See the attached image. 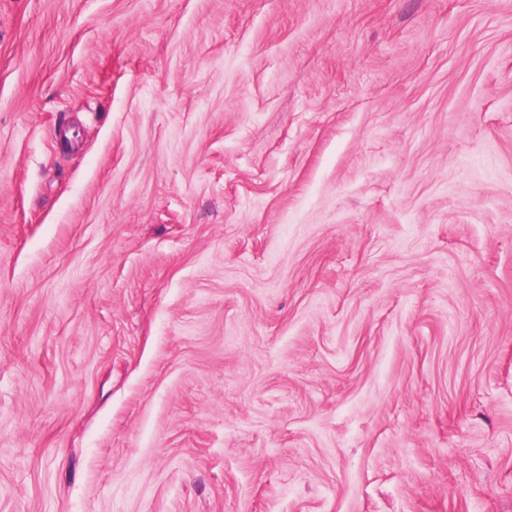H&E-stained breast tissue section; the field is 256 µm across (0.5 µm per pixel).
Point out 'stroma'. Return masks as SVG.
Masks as SVG:
<instances>
[{"instance_id":"35a3bbf8","label":"stroma","mask_w":512,"mask_h":512,"mask_svg":"<svg viewBox=\"0 0 512 512\" xmlns=\"http://www.w3.org/2000/svg\"><path fill=\"white\" fill-rule=\"evenodd\" d=\"M0 512H512V0H0Z\"/></svg>"}]
</instances>
